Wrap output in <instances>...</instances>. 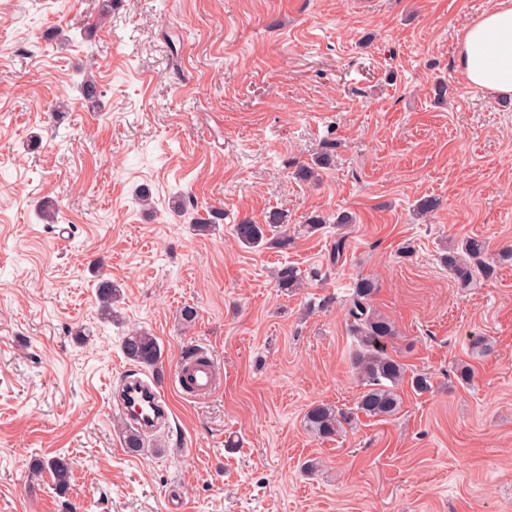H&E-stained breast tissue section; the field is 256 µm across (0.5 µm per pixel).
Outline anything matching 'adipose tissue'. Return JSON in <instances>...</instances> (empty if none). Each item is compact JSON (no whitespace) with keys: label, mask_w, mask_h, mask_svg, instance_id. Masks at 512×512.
<instances>
[{"label":"adipose tissue","mask_w":512,"mask_h":512,"mask_svg":"<svg viewBox=\"0 0 512 512\" xmlns=\"http://www.w3.org/2000/svg\"><path fill=\"white\" fill-rule=\"evenodd\" d=\"M458 68L474 87L512 94V0H497L465 29L458 45Z\"/></svg>","instance_id":"ef3b65f1"}]
</instances>
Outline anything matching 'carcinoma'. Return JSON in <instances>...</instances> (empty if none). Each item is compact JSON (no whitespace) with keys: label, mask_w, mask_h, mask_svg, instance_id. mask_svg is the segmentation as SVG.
<instances>
[{"label":"carcinoma","mask_w":512,"mask_h":512,"mask_svg":"<svg viewBox=\"0 0 512 512\" xmlns=\"http://www.w3.org/2000/svg\"><path fill=\"white\" fill-rule=\"evenodd\" d=\"M288 224V215L273 210L267 215L266 223L255 224L243 219L233 225L235 239L249 248L275 247L288 249L291 238L282 231ZM486 245L478 238L462 240L457 247L448 248L446 263L449 274L466 288L479 278L486 276ZM303 281L302 271L293 265H283L276 272L277 286L285 290L298 288ZM377 291V284L371 279H360L355 283L350 299L348 315L349 330L356 340L351 361L364 390L358 399L356 412L380 420L394 416L400 409L399 388L405 382L407 367L387 352L386 346L396 336L394 323L377 312L370 302ZM101 314L112 318V301L117 298L118 288L111 281L99 283L97 288ZM126 357L136 363L153 366L161 356L157 339L149 332L132 330L122 341ZM351 421L349 413L326 404L311 406L305 414L308 429L320 438L336 435L343 424ZM39 471H49L54 478L56 490L68 488L70 464L63 457H50L35 462Z\"/></svg>","instance_id":"cac0c4a2"}]
</instances>
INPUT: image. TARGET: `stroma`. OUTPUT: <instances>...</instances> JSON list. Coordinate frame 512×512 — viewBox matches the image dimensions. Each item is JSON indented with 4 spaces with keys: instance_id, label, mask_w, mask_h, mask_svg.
Segmentation results:
<instances>
[{
    "instance_id": "1",
    "label": "stroma",
    "mask_w": 512,
    "mask_h": 512,
    "mask_svg": "<svg viewBox=\"0 0 512 512\" xmlns=\"http://www.w3.org/2000/svg\"><path fill=\"white\" fill-rule=\"evenodd\" d=\"M493 3L113 0L105 16L102 0H0V512H512V97L458 71ZM326 142L333 164L300 180ZM275 209L288 249L234 239ZM341 212L356 222L333 262L335 228L304 224ZM467 237L491 273L462 288L442 255ZM286 263L303 288L277 287ZM361 278L392 353L432 387L320 438L309 407L351 410L363 390L347 314ZM102 280L120 291L111 322ZM134 329L156 337L155 366L123 354ZM191 348L222 367L205 398L171 379ZM131 368L170 404L134 453L114 407ZM53 456L71 466L63 493L34 468Z\"/></svg>"
}]
</instances>
